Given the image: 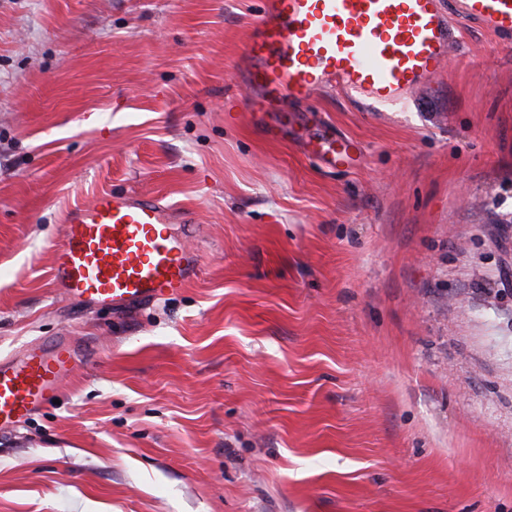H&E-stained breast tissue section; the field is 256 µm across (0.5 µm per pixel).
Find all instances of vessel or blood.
I'll return each mask as SVG.
<instances>
[{
    "mask_svg": "<svg viewBox=\"0 0 512 512\" xmlns=\"http://www.w3.org/2000/svg\"><path fill=\"white\" fill-rule=\"evenodd\" d=\"M512 38V0H261L241 67L256 115L285 112L330 89L342 98L371 89L386 99L398 89L438 81L463 30ZM316 155L327 165L354 163V143L324 126ZM167 208L151 197L103 193L67 219L55 254L52 286L62 298L116 309L147 305L186 288L201 255L183 227L173 239ZM78 354L66 338L0 359V428L50 404Z\"/></svg>",
    "mask_w": 512,
    "mask_h": 512,
    "instance_id": "obj_1",
    "label": "vessel or blood"
}]
</instances>
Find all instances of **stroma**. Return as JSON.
Wrapping results in <instances>:
<instances>
[{"mask_svg": "<svg viewBox=\"0 0 512 512\" xmlns=\"http://www.w3.org/2000/svg\"><path fill=\"white\" fill-rule=\"evenodd\" d=\"M257 0H0V358L67 337L0 430V512H512V46L467 31L380 111L264 134L232 79ZM366 162L329 170L322 124ZM145 192L197 280L58 296L72 209Z\"/></svg>", "mask_w": 512, "mask_h": 512, "instance_id": "stroma-1", "label": "stroma"}]
</instances>
